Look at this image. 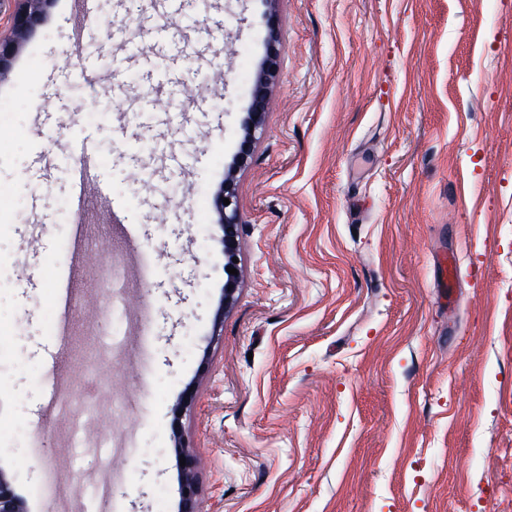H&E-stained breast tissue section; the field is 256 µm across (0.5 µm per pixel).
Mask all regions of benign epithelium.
<instances>
[{
  "instance_id": "benign-epithelium-1",
  "label": "benign epithelium",
  "mask_w": 512,
  "mask_h": 512,
  "mask_svg": "<svg viewBox=\"0 0 512 512\" xmlns=\"http://www.w3.org/2000/svg\"><path fill=\"white\" fill-rule=\"evenodd\" d=\"M51 0H24V6L13 14L12 36L7 40L0 39V77L9 67L10 58L19 49L25 34L41 19V14ZM269 9L266 13V55L263 64L256 74L250 87V105L244 135L240 143L236 163L228 170L224 183L213 196V209L217 223L222 231L224 242V266L238 268L232 258L238 256V236L241 218L236 205V171L248 164L252 155L257 133L263 131L266 115L272 104V90L278 78V45L279 17L276 11V0H267ZM230 204H223V199ZM238 276L227 274L224 290V301L215 314L214 326L220 330L224 325V306L234 297ZM175 447L178 458L186 459L181 470V502L180 512H200L199 510V469L200 462L189 444L181 437H176ZM0 512H28L26 501L14 489L7 474L0 470Z\"/></svg>"
}]
</instances>
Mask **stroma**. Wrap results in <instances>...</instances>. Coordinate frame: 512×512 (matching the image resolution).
Returning <instances> with one entry per match:
<instances>
[{
  "mask_svg": "<svg viewBox=\"0 0 512 512\" xmlns=\"http://www.w3.org/2000/svg\"><path fill=\"white\" fill-rule=\"evenodd\" d=\"M267 10L205 0L189 34L171 0H98L79 38L52 0L0 78V468L30 512H100L115 480L118 512H179V431L202 512H512V0H278L279 80L237 175L218 333L212 197ZM86 139L157 267L146 287L130 252L85 264L70 316L103 353L91 366L48 357L60 227L110 222L93 199L73 212ZM54 385L73 413L39 417ZM441 274V288L443 292L448 294V302L452 300L454 295L455 281L457 277V255L454 253L443 256L439 262Z\"/></svg>",
  "mask_w": 512,
  "mask_h": 512,
  "instance_id": "obj_1",
  "label": "stroma"
}]
</instances>
